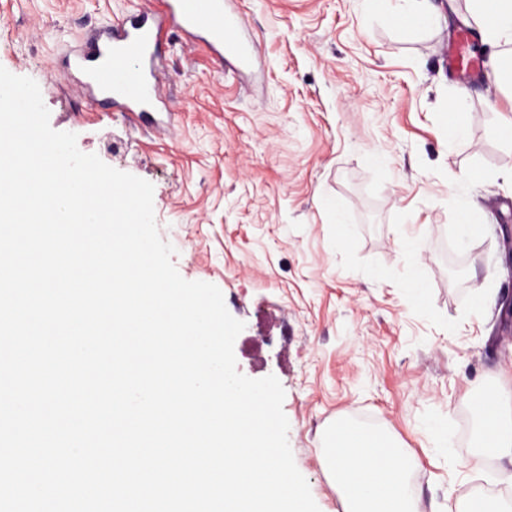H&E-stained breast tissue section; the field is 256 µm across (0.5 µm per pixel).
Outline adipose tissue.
Wrapping results in <instances>:
<instances>
[{
	"instance_id": "obj_1",
	"label": "adipose tissue",
	"mask_w": 512,
	"mask_h": 512,
	"mask_svg": "<svg viewBox=\"0 0 512 512\" xmlns=\"http://www.w3.org/2000/svg\"><path fill=\"white\" fill-rule=\"evenodd\" d=\"M474 22L493 43H512V0H469ZM477 449L474 464L486 456L504 461L492 480L512 485V387L474 396ZM321 463L346 502L345 512H420L410 485L414 466L389 434L339 419L325 432Z\"/></svg>"
}]
</instances>
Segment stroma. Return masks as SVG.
I'll return each mask as SVG.
<instances>
[{
  "label": "stroma",
  "instance_id": "stroma-1",
  "mask_svg": "<svg viewBox=\"0 0 512 512\" xmlns=\"http://www.w3.org/2000/svg\"><path fill=\"white\" fill-rule=\"evenodd\" d=\"M257 43L250 68L170 31L155 61L165 132L92 102L62 61L157 0H0V66L34 79L50 125L151 182L156 224L189 281L216 285L244 330L237 369L275 376L295 464L320 512H344L320 462L336 419L389 431L419 466L421 512H450L499 468L475 451L470 396L512 371V99L448 75L475 29L468 0H429L410 31L365 0H227ZM455 111L468 138L449 145ZM477 226L460 246L457 211ZM346 225V237L337 234ZM423 298L413 301L412 286ZM480 284L491 297L472 303ZM471 32L465 30L461 35H459L458 40L454 42L451 47L448 49V70L462 71L464 70L466 73L472 74L476 76L481 75V67L480 65H476L471 59H468L465 53L466 44L470 41Z\"/></svg>",
  "mask_w": 512,
  "mask_h": 512
}]
</instances>
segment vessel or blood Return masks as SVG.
<instances>
[{"instance_id":"b4317fda","label":"vessel or blood","mask_w":512,"mask_h":512,"mask_svg":"<svg viewBox=\"0 0 512 512\" xmlns=\"http://www.w3.org/2000/svg\"><path fill=\"white\" fill-rule=\"evenodd\" d=\"M203 41L217 59L234 58L249 65L252 45L238 38L239 18L224 8V0H161V7L110 25L100 43L67 57L65 63L84 76L83 87L125 112H154L160 103V80L150 63L166 28ZM469 33L459 35L448 49L450 71L480 74L465 53Z\"/></svg>"}]
</instances>
